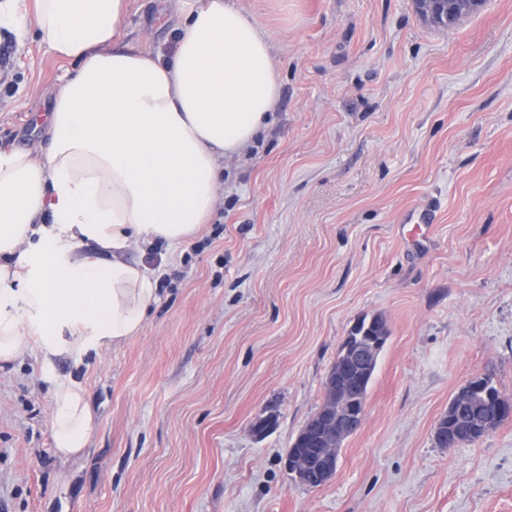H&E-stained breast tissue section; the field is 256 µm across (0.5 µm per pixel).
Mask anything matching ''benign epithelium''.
<instances>
[{
    "mask_svg": "<svg viewBox=\"0 0 512 512\" xmlns=\"http://www.w3.org/2000/svg\"><path fill=\"white\" fill-rule=\"evenodd\" d=\"M479 4L481 0H453L451 4L448 0H419L422 14L431 23L445 27L470 12V6ZM347 339L342 362L325 376L323 406L314 414V419L298 432L293 446L299 451L291 450L286 456L288 470L300 484L310 488L322 487L330 481L336 473L339 449L363 423L365 405L360 397L363 377L377 361L386 343L387 332L383 330L375 336L349 335ZM471 391L489 394L486 386H461L450 402L455 411V423L449 429L440 422L436 423V442H447L456 432L475 421L489 429L498 418L512 417L511 402L497 403L495 417L483 416V407L470 403Z\"/></svg>",
    "mask_w": 512,
    "mask_h": 512,
    "instance_id": "7a95c632",
    "label": "benign epithelium"
}]
</instances>
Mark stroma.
<instances>
[{"mask_svg": "<svg viewBox=\"0 0 512 512\" xmlns=\"http://www.w3.org/2000/svg\"><path fill=\"white\" fill-rule=\"evenodd\" d=\"M245 3L272 36V120L225 160L193 240L137 252L162 271L137 336L50 381L36 355L0 363V512H512V418L433 439L466 382L512 398V0L448 28L415 0ZM162 9L132 0L127 37L169 48ZM67 68L0 29V151H40ZM372 316L389 338L363 426L327 485L297 484L287 451ZM69 381L94 424L63 457L51 404Z\"/></svg>", "mask_w": 512, "mask_h": 512, "instance_id": "1", "label": "stroma"}]
</instances>
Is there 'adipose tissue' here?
Returning <instances> with one entry per match:
<instances>
[{
    "label": "adipose tissue",
    "instance_id": "ef3b65f1",
    "mask_svg": "<svg viewBox=\"0 0 512 512\" xmlns=\"http://www.w3.org/2000/svg\"><path fill=\"white\" fill-rule=\"evenodd\" d=\"M170 51L122 36L131 0H0V28L72 68L39 154L0 152V362L117 347L143 330L160 271L133 246L186 244L217 201L224 159L279 98L272 41L244 0H169ZM81 384L52 398L56 452L87 445Z\"/></svg>",
    "mask_w": 512,
    "mask_h": 512
}]
</instances>
